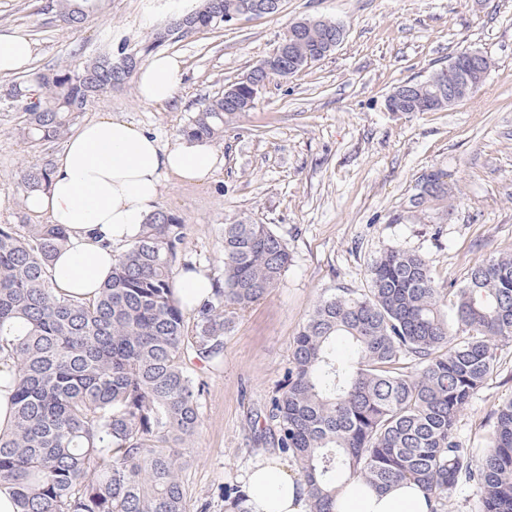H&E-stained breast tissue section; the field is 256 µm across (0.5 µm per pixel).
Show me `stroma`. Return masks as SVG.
<instances>
[{
    "label": "stroma",
    "instance_id": "stroma-1",
    "mask_svg": "<svg viewBox=\"0 0 512 512\" xmlns=\"http://www.w3.org/2000/svg\"><path fill=\"white\" fill-rule=\"evenodd\" d=\"M185 12L182 0H107L102 16L74 31L55 0H0V31L32 42L33 73L134 51ZM305 17L340 22L342 43L270 84L225 127L213 142L222 163L207 181H162L160 207L187 226L184 258L209 277L223 271L224 226L235 220L270 225L291 256L278 286L233 323L220 363L190 362L201 386V425L183 473L190 512H224V487L243 485L253 463L276 453L258 434L320 298L367 289L370 265L392 247L422 255L442 288L461 287L470 269L512 253V0H281L276 13L164 45L183 70L174 102L144 103L130 81L80 120L119 116L172 145L205 99L268 57ZM467 47L493 62L477 92L444 111H386L394 87L425 79ZM13 81L0 75V225L29 223L21 171L51 162L64 146L19 135L22 112L6 95ZM432 172L448 194L417 204ZM498 356V371L457 419L464 447H483L512 397V341L499 343Z\"/></svg>",
    "mask_w": 512,
    "mask_h": 512
}]
</instances>
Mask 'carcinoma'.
Listing matches in <instances>:
<instances>
[{
  "label": "carcinoma",
  "instance_id": "1",
  "mask_svg": "<svg viewBox=\"0 0 512 512\" xmlns=\"http://www.w3.org/2000/svg\"><path fill=\"white\" fill-rule=\"evenodd\" d=\"M76 30L104 0H56ZM251 0H203L194 29L224 23V8ZM340 23L312 21L287 57H268L267 79L315 50ZM183 34L165 29L134 53L79 61L12 83L24 139L67 135L97 98L127 82L146 56ZM440 68L413 83L436 91ZM255 101L218 95L182 126L205 142ZM50 167L21 175L24 197L46 190ZM187 227L159 208L122 249L96 297L65 295L50 266L66 242L60 224L0 225V357L14 368L13 420L0 429V489L18 512H189L180 473L201 422L191 358L217 361L235 315L263 300L288 268L287 243L267 224L224 225V272L192 312L174 297ZM182 262V261H180ZM185 271L193 269L182 262ZM363 293L320 299L298 332L265 420L278 450L307 486L310 512H334L344 481L383 490L421 486L444 512L458 485L476 489L480 512H512V398L496 414L483 449L454 433L470 398L497 371L498 343L512 340V256L470 270L460 288H440L420 254L383 252ZM344 338L353 354L336 353ZM224 512H249L239 487L224 488Z\"/></svg>",
  "mask_w": 512,
  "mask_h": 512
}]
</instances>
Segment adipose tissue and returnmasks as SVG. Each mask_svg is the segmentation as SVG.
<instances>
[{
    "instance_id": "1",
    "label": "adipose tissue",
    "mask_w": 512,
    "mask_h": 512,
    "mask_svg": "<svg viewBox=\"0 0 512 512\" xmlns=\"http://www.w3.org/2000/svg\"><path fill=\"white\" fill-rule=\"evenodd\" d=\"M181 77L177 58L154 55L135 76L137 96L148 104L171 103ZM219 164L205 142L182 137L164 147L153 134L116 116L86 122L54 156L49 187L35 197V211L67 230L68 241L51 267L56 287L95 296L112 274L118 249L139 236L157 209L163 176L202 182ZM243 491L251 512H308L305 485L274 456L253 465ZM431 506L412 482L381 492L353 479L336 497V512H431Z\"/></svg>"
}]
</instances>
